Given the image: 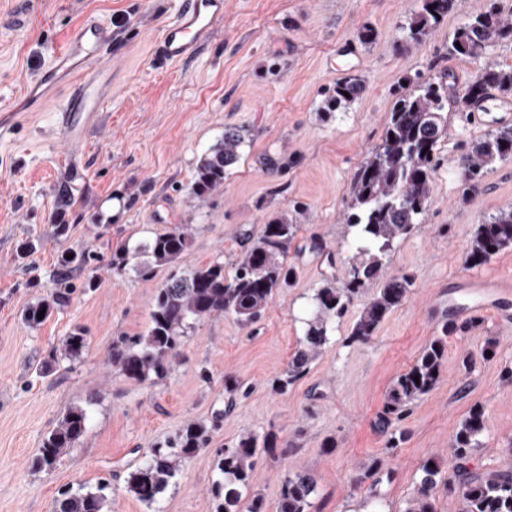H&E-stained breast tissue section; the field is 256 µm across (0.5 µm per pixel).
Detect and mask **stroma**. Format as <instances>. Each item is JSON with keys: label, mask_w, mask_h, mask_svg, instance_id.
<instances>
[{"label": "stroma", "mask_w": 512, "mask_h": 512, "mask_svg": "<svg viewBox=\"0 0 512 512\" xmlns=\"http://www.w3.org/2000/svg\"><path fill=\"white\" fill-rule=\"evenodd\" d=\"M183 0H0V512H54L62 490L108 481L105 512H214L215 449L241 434L271 432L287 455L258 457L249 495L275 512L284 474L318 482L312 512H404L430 458L447 462L450 442L473 408L485 429L470 467L512 472V294L465 326V307L481 296L474 276L512 280V249L468 266L478 224L512 207V160L465 190L460 162L471 140L494 123L448 112V135L422 224L395 243L388 262L412 278L408 293L367 344L345 338L361 306L354 299L326 351L286 394L272 384L286 368L311 314L309 300L326 270L310 252L320 241L347 272L353 253L344 215L354 174L380 143L389 112L410 79L446 78L462 86L480 69L512 65V39L475 58L449 53L454 31L490 0H461L422 43L404 33L420 0H225L224 18L192 59L171 64L155 46ZM111 25L112 101L71 144L53 110L26 112L22 90L50 63L85 14ZM358 77L364 90L334 111L325 91ZM229 127L248 138L223 185L192 192L200 158ZM288 215L299 231L288 259L299 267L262 319L245 328L217 316L184 336L166 377L138 383L106 359L114 340L146 330L165 272L144 280L117 272L112 255L177 224L192 227L182 270L239 257L246 234ZM46 305L42 319L30 308ZM449 331L439 385L414 401L387 449L378 418L392 380ZM86 346L73 360L57 351L73 329ZM497 343L486 359L487 340ZM242 388L224 391L225 376ZM86 411L79 443L50 472L33 470L45 436L65 411ZM199 421L211 442L147 506L126 477L150 448ZM380 462L379 485L361 480Z\"/></svg>", "instance_id": "obj_1"}]
</instances>
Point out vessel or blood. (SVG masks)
I'll return each mask as SVG.
<instances>
[{
  "mask_svg": "<svg viewBox=\"0 0 512 512\" xmlns=\"http://www.w3.org/2000/svg\"><path fill=\"white\" fill-rule=\"evenodd\" d=\"M224 17V0H185L183 8L166 25L158 43L169 62L195 57L203 36ZM112 66V28L89 17L74 28L56 50L50 66L30 82L24 95L28 109H55L59 125L71 142H80L111 92L100 76ZM474 114L490 116L498 124L512 123V100L495 94L469 103Z\"/></svg>",
  "mask_w": 512,
  "mask_h": 512,
  "instance_id": "b4317fda",
  "label": "vessel or blood"
}]
</instances>
